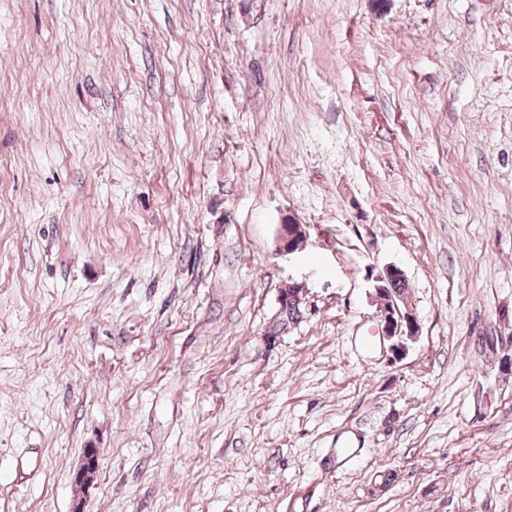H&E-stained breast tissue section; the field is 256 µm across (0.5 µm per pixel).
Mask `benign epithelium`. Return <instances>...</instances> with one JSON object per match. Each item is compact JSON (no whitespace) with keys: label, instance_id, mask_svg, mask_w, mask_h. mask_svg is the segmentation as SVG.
<instances>
[{"label":"benign epithelium","instance_id":"obj_1","mask_svg":"<svg viewBox=\"0 0 512 512\" xmlns=\"http://www.w3.org/2000/svg\"><path fill=\"white\" fill-rule=\"evenodd\" d=\"M307 237L306 225L290 217L278 225L276 251L288 255L298 253L303 249ZM404 278V271L395 264H386L368 276V280L371 281L369 296L377 302L380 334L388 342L391 358L395 362L407 355L409 344L415 342L420 331L412 309L389 288L394 281ZM305 296L304 283L293 282L279 289V307L282 308L290 302L302 304ZM99 454L97 448L84 450L82 467L74 477L75 485L82 488L93 482L98 469Z\"/></svg>","mask_w":512,"mask_h":512}]
</instances>
